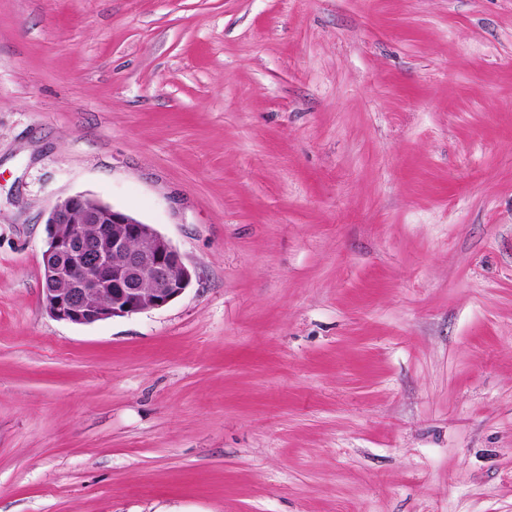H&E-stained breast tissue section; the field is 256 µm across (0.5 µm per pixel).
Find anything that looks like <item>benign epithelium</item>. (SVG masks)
<instances>
[{
  "label": "benign epithelium",
  "mask_w": 512,
  "mask_h": 512,
  "mask_svg": "<svg viewBox=\"0 0 512 512\" xmlns=\"http://www.w3.org/2000/svg\"><path fill=\"white\" fill-rule=\"evenodd\" d=\"M92 224L95 233L85 234ZM42 302L55 319L89 325L166 306L190 286L180 251L150 224L74 194L48 211ZM143 242L145 247L135 244Z\"/></svg>",
  "instance_id": "7a95c632"
}]
</instances>
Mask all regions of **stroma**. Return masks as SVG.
Returning a JSON list of instances; mask_svg holds the SVG:
<instances>
[{"instance_id": "1", "label": "stroma", "mask_w": 512, "mask_h": 512, "mask_svg": "<svg viewBox=\"0 0 512 512\" xmlns=\"http://www.w3.org/2000/svg\"><path fill=\"white\" fill-rule=\"evenodd\" d=\"M76 193L190 287L48 316ZM0 512H512V0H0Z\"/></svg>"}]
</instances>
